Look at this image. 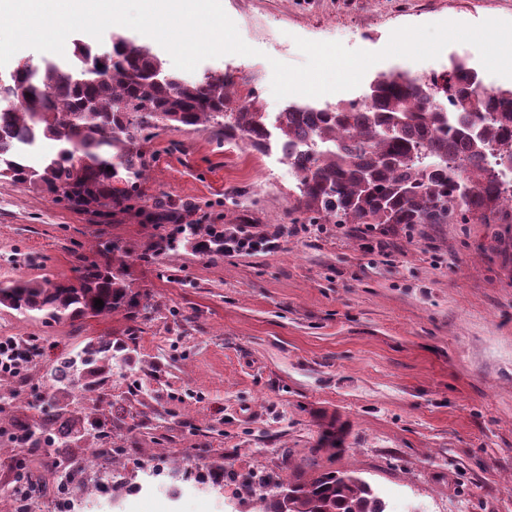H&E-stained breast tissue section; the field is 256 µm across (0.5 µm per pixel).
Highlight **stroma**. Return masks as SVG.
<instances>
[{
  "label": "stroma",
  "instance_id": "35a3bbf8",
  "mask_svg": "<svg viewBox=\"0 0 512 512\" xmlns=\"http://www.w3.org/2000/svg\"><path fill=\"white\" fill-rule=\"evenodd\" d=\"M252 56L202 61L194 78L235 72L268 121L288 105L321 107L337 94L271 91L272 61L303 63L296 38L381 50L392 30L445 20L512 21V0H222ZM480 68L477 50L448 45L439 58L371 66L346 98L377 74L446 70L451 57ZM145 196L193 199L201 224L239 221L278 231L272 250L211 257L183 244L156 253L171 226L96 224L21 185L0 182V280L75 279L94 238L120 241L125 275L146 294L125 375L110 378L101 420L112 456L96 460L73 503L56 493L79 448L57 465L41 448L0 434V512L19 475L36 483L43 512H232L233 483L207 475L267 476L287 462L355 471L399 512H512V224H421L374 233L364 248L351 225L300 223L296 178L277 151L218 143L211 131H168L152 144ZM124 315L47 326L0 306V338L35 347L27 380L0 379V409L27 414L52 383L42 367L56 348L121 337ZM152 396L132 398L133 377ZM189 466L191 481L154 483L151 466ZM121 467L122 484L107 473Z\"/></svg>",
  "mask_w": 512,
  "mask_h": 512
}]
</instances>
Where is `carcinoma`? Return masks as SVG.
I'll use <instances>...</instances> for the list:
<instances>
[{"label": "carcinoma", "mask_w": 512, "mask_h": 512, "mask_svg": "<svg viewBox=\"0 0 512 512\" xmlns=\"http://www.w3.org/2000/svg\"><path fill=\"white\" fill-rule=\"evenodd\" d=\"M76 39L68 61L32 68L20 60L4 85L21 92L0 109V180L27 185L98 224L131 215L141 224H170L195 252L224 254V229L193 219L192 200L165 196L141 204L150 166L148 145L166 130L211 129L266 154L279 147L297 180L303 224H356L412 230L418 224H512V87L485 90L479 72L454 60L426 82L405 72L381 73L361 98L323 107L290 105L269 126L257 98L242 100L229 71L189 80L164 73L144 45L112 36L107 62ZM93 108L92 115L83 112ZM54 151L38 155L43 143ZM112 170H107V167ZM99 263L82 259L76 281L23 276L0 281V305L50 326L126 312L132 320L140 294L125 279L128 252L99 239ZM100 299L104 306H95ZM124 339L88 337L81 364L59 356L45 365L55 391L33 404L40 424H61L41 438L12 419L15 437L30 448L57 442L108 455L110 435L97 428L78 398L98 391L118 362L129 363ZM314 469L306 480L285 476L272 484L241 480L237 494L259 512H387V504L356 471Z\"/></svg>", "instance_id": "carcinoma-1"}]
</instances>
